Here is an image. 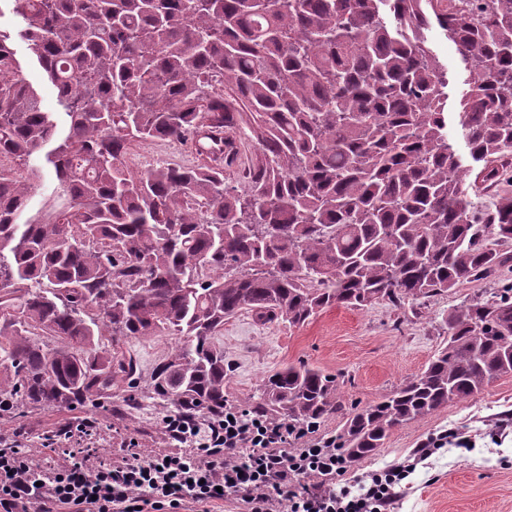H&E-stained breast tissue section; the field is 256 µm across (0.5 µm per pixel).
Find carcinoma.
I'll list each match as a JSON object with an SVG mask.
<instances>
[{
  "label": "carcinoma",
  "instance_id": "cac0c4a2",
  "mask_svg": "<svg viewBox=\"0 0 512 512\" xmlns=\"http://www.w3.org/2000/svg\"><path fill=\"white\" fill-rule=\"evenodd\" d=\"M19 37L68 128L18 76L0 32V391L80 407L135 384L112 353L182 336L153 376L181 410L224 408L215 343L247 313L302 326L335 305L399 307L512 265V193L474 205L512 155V0H12ZM469 72L448 142V71L433 25ZM197 141L198 164H126L146 140ZM254 153L241 162V144ZM46 149L56 199L30 210ZM242 169L243 187L225 173ZM512 373V283L448 313L428 366L348 414L336 448L359 461L401 423ZM337 377L267 375L253 409L297 423L341 409Z\"/></svg>",
  "mask_w": 512,
  "mask_h": 512
}]
</instances>
